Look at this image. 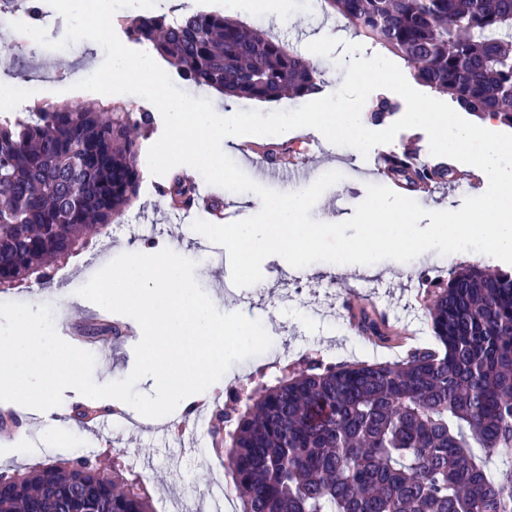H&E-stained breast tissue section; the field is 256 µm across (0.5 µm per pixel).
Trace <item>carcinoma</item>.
<instances>
[{
	"label": "carcinoma",
	"instance_id": "obj_1",
	"mask_svg": "<svg viewBox=\"0 0 512 512\" xmlns=\"http://www.w3.org/2000/svg\"><path fill=\"white\" fill-rule=\"evenodd\" d=\"M357 37L405 61L413 80L463 111L512 128V0H320ZM182 78L260 102L321 92V75L268 31L222 12L122 20ZM397 106L378 97L373 122ZM149 112L89 102H44L0 114V288L42 286L47 268L83 250L137 199L141 132ZM383 172L420 190L456 181L448 162L393 152ZM182 174L164 192L189 201ZM424 321L435 343L392 362L312 361L275 383L249 377L237 405H214L213 444L224 449L238 512H512V273L460 268L434 290ZM358 331L391 341L376 314ZM0 512H156L144 476L94 454L0 473Z\"/></svg>",
	"mask_w": 512,
	"mask_h": 512
}]
</instances>
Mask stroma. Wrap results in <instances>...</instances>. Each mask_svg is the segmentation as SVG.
Returning a JSON list of instances; mask_svg holds the SVG:
<instances>
[{"label":"stroma","mask_w":512,"mask_h":512,"mask_svg":"<svg viewBox=\"0 0 512 512\" xmlns=\"http://www.w3.org/2000/svg\"><path fill=\"white\" fill-rule=\"evenodd\" d=\"M186 9L221 11L243 22L263 26L298 51H305L309 42L331 36L339 39L330 56L312 55V62L321 70L324 81L322 93L330 95L341 86L346 58L344 46L352 42V35L341 30L335 16L326 14L319 0H294L282 11L271 10L268 0H186ZM26 35L10 27L0 26V47L12 46L14 60L9 68L0 67V91L12 89L18 75L42 84L49 100H59L78 107L92 99L89 91L76 89V82L90 76L105 58L103 48L92 41L73 43L66 52L43 49L29 54L23 46ZM305 139L306 148L291 155L293 164L304 168L311 178L326 172H340L342 178L329 187L311 211L313 219L323 222L328 217L346 220L366 197L370 184H384L378 173L382 146H375L369 154H361L351 147L328 144L320 135L299 128L278 136L263 137V144L277 146L297 139ZM164 177L144 173L138 200L130 207L128 219L109 227L106 235L93 237L86 249L57 265L50 284L42 287L20 286L0 292V302H22L34 306L47 305L58 312L55 324L58 335L72 345H83L93 354L95 365L92 377L96 383L106 384L127 377L134 368V347L137 343L136 322L115 313H100L92 304H79L77 291L94 274L119 256L122 243L133 245L149 243L155 248H168L187 258L195 259L194 276L207 295L216 299L219 311L235 309L256 312L273 340L264 353L234 363L210 391L211 397H224L228 385L247 377L264 374L266 381H274L283 365L303 367L305 361L318 358L327 363L395 361L404 354L403 348L387 347L360 336L345 321L344 305L359 307L374 305L386 311L392 323L410 331L414 342L428 344L432 338L421 317L433 296L423 286L427 277H447L451 270L467 265L502 268L503 263L493 257L476 253H454L447 256L428 251L409 267L396 266L394 261L376 263L375 275L354 278L352 272L335 273L333 264L322 262L320 274L311 280L286 271L279 258L272 257L262 266L267 285L253 292L234 286L231 266L227 263L211 266L202 259L207 248L205 237L197 235L191 224L197 219H208L207 211L190 212L173 208L163 192ZM488 186L486 179L478 183H452L439 187L433 194L412 192V199L423 208H460L464 198L482 194ZM104 315L106 320L126 326L125 336L107 343L81 344L74 336L72 319ZM80 396L65 393L58 409L46 411L44 416H22L19 427L0 429V471L32 469L48 461H66L84 447L93 448L102 460H109L116 450H123L126 459L135 460L144 472L153 497L156 512H172L182 503L187 512H208V488L223 475L221 462L207 452V440L198 437L194 447L180 445L176 426L181 421L180 411L157 420L138 423L131 430L112 427L90 430L72 422L68 432L72 444L63 447L61 430L52 428L56 415L71 418ZM23 443V456L11 455L16 443Z\"/></svg>","instance_id":"stroma-1"}]
</instances>
